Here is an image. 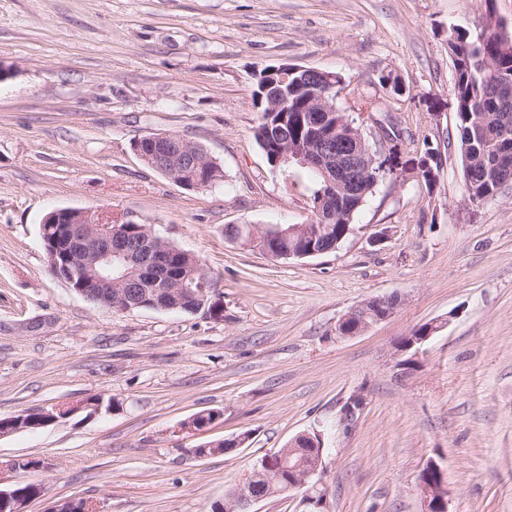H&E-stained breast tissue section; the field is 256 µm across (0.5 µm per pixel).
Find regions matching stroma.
<instances>
[{
    "instance_id": "1",
    "label": "stroma",
    "mask_w": 512,
    "mask_h": 512,
    "mask_svg": "<svg viewBox=\"0 0 512 512\" xmlns=\"http://www.w3.org/2000/svg\"><path fill=\"white\" fill-rule=\"evenodd\" d=\"M485 17L484 0H0V418L65 412L0 436V459L39 463L0 486L41 484L27 512H212L257 459L317 433L327 512H425L432 460L448 512H512V188L464 199L448 54ZM280 64L370 96L398 76L389 110L439 150L434 190L423 150L380 142L390 171L335 252L282 260L225 239L311 217L312 174L286 186L255 139V75ZM159 132L203 145L223 181L188 190L146 166L133 143ZM59 208L150 225L200 259L214 309L114 313L75 293L42 247ZM393 293L390 318L337 337L352 306ZM91 397L103 407L83 409ZM207 410L221 416L206 431L183 430Z\"/></svg>"
}]
</instances>
